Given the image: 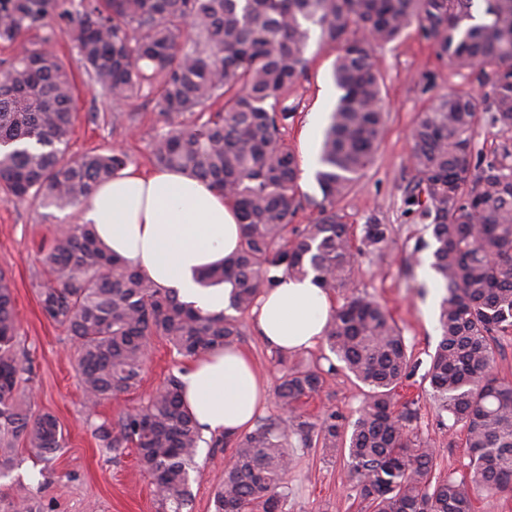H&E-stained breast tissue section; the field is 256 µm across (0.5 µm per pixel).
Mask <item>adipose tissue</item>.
Masks as SVG:
<instances>
[{"label": "adipose tissue", "instance_id": "ef3b65f1", "mask_svg": "<svg viewBox=\"0 0 512 512\" xmlns=\"http://www.w3.org/2000/svg\"><path fill=\"white\" fill-rule=\"evenodd\" d=\"M102 245L131 262L156 286L177 289L205 312L223 310L224 287H200L197 276L240 244L235 207L222 194L173 171L127 167L82 204ZM331 301L311 278L280 275L251 311L263 339L283 355L314 348L324 336ZM184 404L203 436H233L252 426L266 388L246 353L223 349L183 369Z\"/></svg>", "mask_w": 512, "mask_h": 512}]
</instances>
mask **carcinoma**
<instances>
[{
    "label": "carcinoma",
    "mask_w": 512,
    "mask_h": 512,
    "mask_svg": "<svg viewBox=\"0 0 512 512\" xmlns=\"http://www.w3.org/2000/svg\"><path fill=\"white\" fill-rule=\"evenodd\" d=\"M486 21L472 24L473 0H0V199L64 209L126 167L121 152L89 151L64 161L77 86L56 54L52 23L64 24L84 74L108 99L153 98L168 115L208 113L171 125L152 143L153 165L181 172L224 195L237 210L240 249L202 276L229 289L231 313L203 314L106 252L89 224L61 227L42 258L44 317L66 330L85 403L95 407L137 388L143 349L154 338L194 358L243 336L240 316L273 287L276 273L313 276L327 292L345 291L326 332L342 368L367 388L352 421L331 412L309 422L300 402L319 393L334 363L288 364L276 390L288 420H270L234 437L232 467L214 492L215 512H282L298 435L327 454L347 453L346 476L368 512H474L481 493L512 489V381L495 372L496 351L512 336V148H475L479 122L512 137V0H483ZM417 25L436 53L458 70L492 73L487 104L450 94L412 131L413 179L404 214L431 231L439 276L440 339L423 380L440 423L461 427L466 475L435 473V453L415 431V402L398 389L414 373L397 322L355 289L359 255L389 242L385 224L360 235L338 203L373 164L381 140L384 78L373 46ZM42 30L37 41L27 38ZM338 50L333 79L341 91L324 130L310 199L316 219L299 228V162L282 129L298 105L288 94L306 77L312 33ZM223 102L217 112L210 108ZM425 241L415 250L431 245ZM10 279L0 272V478L21 444L46 457L62 428L30 397L32 360L18 349ZM116 456L136 448L152 478L158 512H184L202 437L171 374L118 423L93 429Z\"/></svg>",
    "instance_id": "1"
}]
</instances>
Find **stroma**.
<instances>
[{
	"mask_svg": "<svg viewBox=\"0 0 512 512\" xmlns=\"http://www.w3.org/2000/svg\"><path fill=\"white\" fill-rule=\"evenodd\" d=\"M54 48L71 63L78 88L76 121L65 158L75 159L90 150L116 149L127 155L129 166L152 170L150 143L168 127L170 117L153 101L137 98L116 105L102 97L77 66V54L64 31H57ZM336 55L335 47L310 40L307 77L291 96L298 109L283 131L285 144L297 155L319 152V141H305L304 134L311 113L332 111L336 104L339 92L332 79ZM374 61L384 76L387 114L383 138L372 166L353 184L340 207L354 229H361L373 218L392 226L387 248L357 258L352 279L391 313L424 370L440 338L438 310L429 307L428 299L440 297L441 291L436 278L424 276L432 260L430 250L415 248L418 240H430L431 233L403 213V190L411 179V131L437 96L455 92L480 99L487 88L475 74L452 69L440 60L432 42L413 27L401 41L376 47ZM425 73L431 78L427 86L420 81ZM81 221L77 207L57 210L33 202L0 201V269L11 280L20 346L33 361L35 402L38 409L55 415L63 429L62 446L51 460H41L29 449L17 447L14 468L0 479V512H12L14 502L23 495L33 496L43 512H156L151 481L140 471L134 449L113 457L100 447L92 426L104 420L118 421L159 388L169 374L179 373L187 360L166 341L153 340L138 388L96 409L84 406L73 370V343L62 328L44 318L37 293L45 276L43 250L60 225ZM243 331L239 346L269 391L263 416L278 418L281 411L274 396L280 376L277 354L252 325H244ZM402 394L417 401L418 432L433 446L439 469L461 471L467 461L464 433L439 425L420 374L407 381ZM363 399V385L339 369L327 375L322 391L309 399L305 412L313 421L328 411L351 420ZM231 453L228 447L201 444L196 458L201 476L192 485L191 512H214L213 490L224 478V463ZM293 456L283 512H362L360 499L345 486L343 454L330 457L322 448L300 444Z\"/></svg>",
	"mask_w": 512,
	"mask_h": 512,
	"instance_id": "35a3bbf8",
	"label": "stroma"
}]
</instances>
